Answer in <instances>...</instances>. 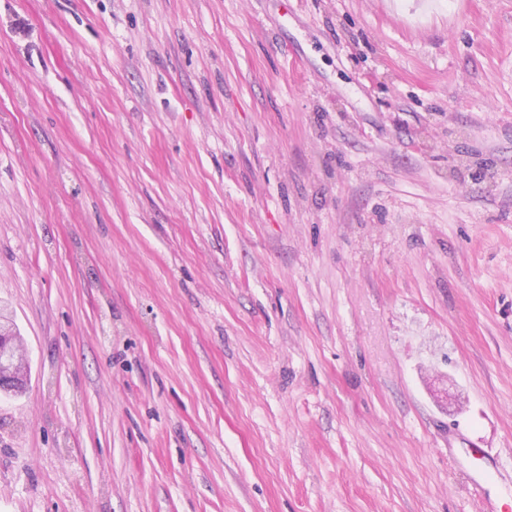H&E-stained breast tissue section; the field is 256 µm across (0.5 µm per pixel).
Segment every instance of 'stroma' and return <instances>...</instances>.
Returning a JSON list of instances; mask_svg holds the SVG:
<instances>
[{"instance_id": "35a3bbf8", "label": "stroma", "mask_w": 512, "mask_h": 512, "mask_svg": "<svg viewBox=\"0 0 512 512\" xmlns=\"http://www.w3.org/2000/svg\"><path fill=\"white\" fill-rule=\"evenodd\" d=\"M0 512H479L512 488V0H0ZM25 365L24 356L19 345L9 341H5L1 345L0 340V372L2 369H10L14 371ZM459 428V425L448 428V454L454 455L460 463H466L468 486L479 499L482 512L503 511L505 500L511 496V492L491 480L490 474L496 466L495 458L481 445L465 440ZM458 444L462 448H458ZM458 451L461 452L459 459Z\"/></svg>"}]
</instances>
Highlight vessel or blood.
I'll list each match as a JSON object with an SVG mask.
<instances>
[{"instance_id":"vessel-or-blood-1","label":"vessel or blood","mask_w":512,"mask_h":512,"mask_svg":"<svg viewBox=\"0 0 512 512\" xmlns=\"http://www.w3.org/2000/svg\"><path fill=\"white\" fill-rule=\"evenodd\" d=\"M448 452L459 455L468 472V486L479 499L482 512H502L511 492L492 481L490 474L496 466L494 457L481 445L463 439L458 428L448 430Z\"/></svg>"}]
</instances>
